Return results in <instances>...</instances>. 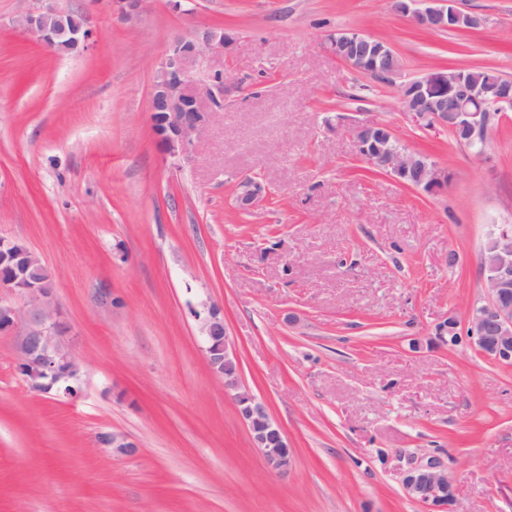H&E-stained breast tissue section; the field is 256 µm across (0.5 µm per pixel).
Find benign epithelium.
Here are the masks:
<instances>
[{
    "label": "benign epithelium",
    "mask_w": 512,
    "mask_h": 512,
    "mask_svg": "<svg viewBox=\"0 0 512 512\" xmlns=\"http://www.w3.org/2000/svg\"><path fill=\"white\" fill-rule=\"evenodd\" d=\"M145 0H112L126 18L143 11ZM393 9L408 17L423 30L448 31L465 21L480 25L479 17L456 7V0H394ZM66 13L53 8L34 9L23 18V24L47 47L77 49L92 37L83 19L67 25L61 18ZM233 43V36L218 28H204L175 38L162 62L151 94L152 125L162 151L170 157L188 154L199 140L215 112L224 108L226 82L224 70L208 68L198 76L201 65L211 54H222ZM327 50L357 72L383 82H390L400 66L390 63L395 52L387 43L359 31H341L328 41ZM399 95L405 111L417 122L467 132L469 143L484 150L494 120L512 109V80L489 73L478 80L456 68L434 67L422 76L404 83ZM391 133L388 126L360 122L350 128L357 154L372 167L399 182L416 178L414 187L436 192L448 181L440 169L422 162V156L404 149H369L373 136ZM269 195L261 181L244 178L238 184L235 201L249 210ZM488 246L501 248L499 261L488 268L485 286L488 300L473 306L465 324L450 316L436 327L441 343L467 341L480 352L485 335L495 334L496 344L491 358L512 364V226L493 224L488 231ZM49 268L24 243L0 238V289L33 301L28 310L0 300V332L16 335L15 370L35 391H55L69 399L78 396V386L71 383L79 371L72 353L59 344L68 326L59 319L55 297L42 288L41 281L31 277ZM198 322L202 350L212 372L224 382V392L231 395L241 420L248 427L254 446L267 468L278 474L288 473L294 462L293 449L280 425L269 415L266 406L245 387L240 378L228 374L238 364V357L224 326L223 307L211 299H202L192 308ZM402 487L405 495L424 506L425 512H456V481L437 459H416L404 471Z\"/></svg>",
    "instance_id": "obj_1"
}]
</instances>
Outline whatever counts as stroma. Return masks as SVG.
I'll return each mask as SVG.
<instances>
[{
    "mask_svg": "<svg viewBox=\"0 0 512 512\" xmlns=\"http://www.w3.org/2000/svg\"><path fill=\"white\" fill-rule=\"evenodd\" d=\"M458 4L479 28L423 32L390 0H147L133 20L53 0L94 32L57 54L20 24L37 0H0V237L52 270L80 364L76 400L33 391L0 334V512H424L402 490L412 454L447 466L460 512H512V365L435 338L488 299L487 232L512 224V113L475 155L399 98L435 66L512 79V0ZM203 27L234 36L212 59L228 91L176 160L151 91L173 38ZM343 30L388 42L399 75L328 54ZM364 120L447 186L375 172L349 135ZM247 176L271 194L243 212ZM207 297L295 450L287 475L207 367L191 311Z\"/></svg>",
    "mask_w": 512,
    "mask_h": 512,
    "instance_id": "obj_1",
    "label": "stroma"
}]
</instances>
